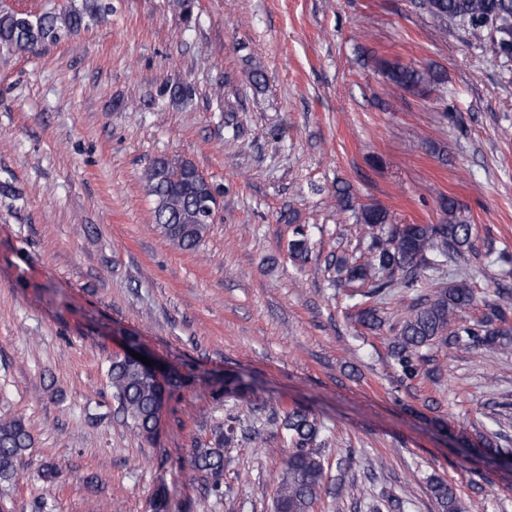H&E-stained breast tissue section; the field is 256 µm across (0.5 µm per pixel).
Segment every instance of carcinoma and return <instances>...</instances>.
Segmentation results:
<instances>
[{
	"mask_svg": "<svg viewBox=\"0 0 512 512\" xmlns=\"http://www.w3.org/2000/svg\"><path fill=\"white\" fill-rule=\"evenodd\" d=\"M416 6L441 30L457 20L476 41L492 38L503 54H512V0H416ZM112 12L111 0H81L58 11L30 14L0 6V56L24 57L105 17ZM386 78L403 91L423 94L446 82L443 70L408 67L397 61H381ZM159 95L175 103L192 97L183 82L167 83ZM148 194L154 201L153 217L161 233L182 250H194L214 223L217 190L186 160L155 159L145 171ZM446 224H393L388 211L377 205L361 207L360 219L369 230L364 260L344 255L328 261L326 269L336 272V282L359 289L361 303L355 321L375 331L383 323L379 304L393 288L410 294L407 313L392 328L389 355L400 383L420 375L436 376L429 351L435 347L457 349L508 348L512 344V290L495 288L478 293L466 279L444 284L432 273L465 251L473 249V225L455 220L453 200ZM289 251L304 262L309 242L303 226L296 229ZM483 303V315L459 322L460 313ZM112 395L123 421L138 436L151 441L158 433L162 387L157 378L126 356L117 355L109 366ZM281 427L290 445L288 458L278 476L274 512H311L323 484V469L316 459V442L322 424L308 411L293 409L283 414ZM231 423L214 430L208 445L195 448L189 464L193 470L219 484L224 472V445L233 438ZM33 438L23 420H0V481L17 475L19 460L32 448ZM442 512H464L452 486L442 480L433 485Z\"/></svg>",
	"mask_w": 512,
	"mask_h": 512,
	"instance_id": "cac0c4a2",
	"label": "carcinoma"
}]
</instances>
